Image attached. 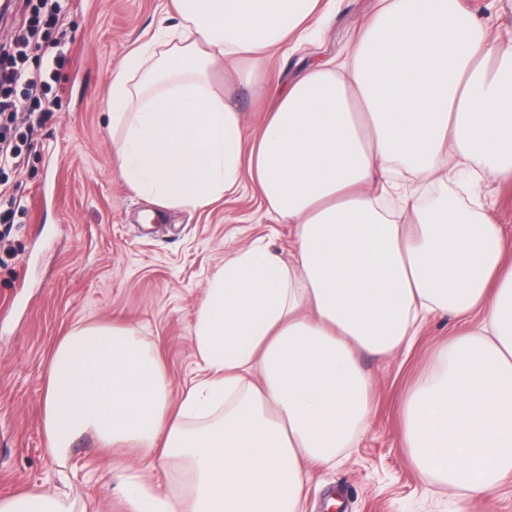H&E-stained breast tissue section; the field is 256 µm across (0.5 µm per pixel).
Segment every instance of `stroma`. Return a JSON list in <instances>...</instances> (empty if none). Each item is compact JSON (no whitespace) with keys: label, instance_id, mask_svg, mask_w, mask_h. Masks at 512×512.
<instances>
[{"label":"stroma","instance_id":"35a3bbf8","mask_svg":"<svg viewBox=\"0 0 512 512\" xmlns=\"http://www.w3.org/2000/svg\"><path fill=\"white\" fill-rule=\"evenodd\" d=\"M376 0H337L319 19V36L277 51L270 82L306 63L350 52ZM169 0H68L63 28L69 61L54 86L55 112L28 138L21 169L8 170L15 223L0 241V496L39 487L91 504L96 512H128L119 489L124 456L88 438L76 442L67 480H59L41 431L42 374L59 336L80 322L142 327L165 364L173 393L198 379L193 314L208 280L234 250L263 241L281 257L290 224L268 216L252 186L203 209L169 210L129 190L119 173L103 119L113 74L126 54L173 17ZM216 91L231 88L247 132L269 102L235 72L216 71ZM448 190L481 199L499 224L512 227V183L494 179ZM451 316L430 319L409 353L362 355L374 380L369 425L335 460L314 467L304 512H325L341 492L342 512H512V477L477 497L423 481L398 441L408 390L431 369L434 348L463 331Z\"/></svg>","mask_w":512,"mask_h":512}]
</instances>
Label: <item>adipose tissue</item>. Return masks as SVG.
I'll use <instances>...</instances> for the list:
<instances>
[{
  "label": "adipose tissue",
  "instance_id": "adipose-tissue-1",
  "mask_svg": "<svg viewBox=\"0 0 512 512\" xmlns=\"http://www.w3.org/2000/svg\"><path fill=\"white\" fill-rule=\"evenodd\" d=\"M113 75L104 107L124 184L199 209L243 180L294 226L282 260L231 252L194 312L204 377L172 397L155 344L135 327L79 323L52 345L41 428L66 467L90 436L125 455L129 512H301L312 466L350 447L371 415L359 356L410 349L435 315L475 316L435 351L400 431L420 475L488 491L512 473V236L485 205L400 191L458 173L512 182V44L460 0H379L340 61L269 89L264 58L309 34L323 0H172ZM272 101L251 140L216 65ZM397 189V188H396ZM173 470L178 490L148 481ZM0 512H77L55 492Z\"/></svg>",
  "mask_w": 512,
  "mask_h": 512
}]
</instances>
